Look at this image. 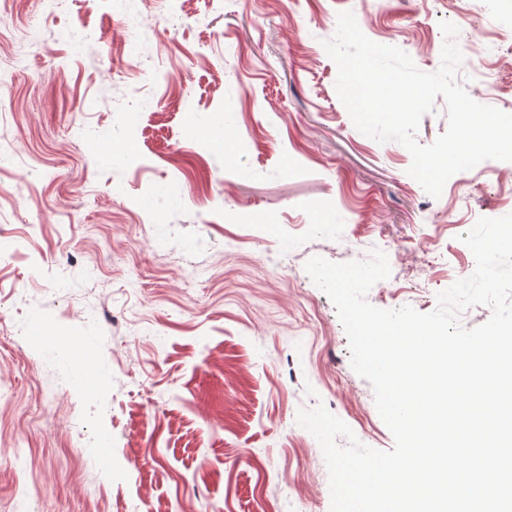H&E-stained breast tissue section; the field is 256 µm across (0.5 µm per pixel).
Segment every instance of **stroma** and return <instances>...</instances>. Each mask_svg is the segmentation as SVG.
Segmentation results:
<instances>
[{
  "label": "stroma",
  "instance_id": "stroma-1",
  "mask_svg": "<svg viewBox=\"0 0 512 512\" xmlns=\"http://www.w3.org/2000/svg\"><path fill=\"white\" fill-rule=\"evenodd\" d=\"M474 2L0 0V444L24 452L0 512H330L296 422L319 404L393 448L305 265L380 250L368 302L433 311L461 235L512 214V161L432 198L355 128L322 42L350 11L432 72L449 21L459 82L512 113V0Z\"/></svg>",
  "mask_w": 512,
  "mask_h": 512
}]
</instances>
